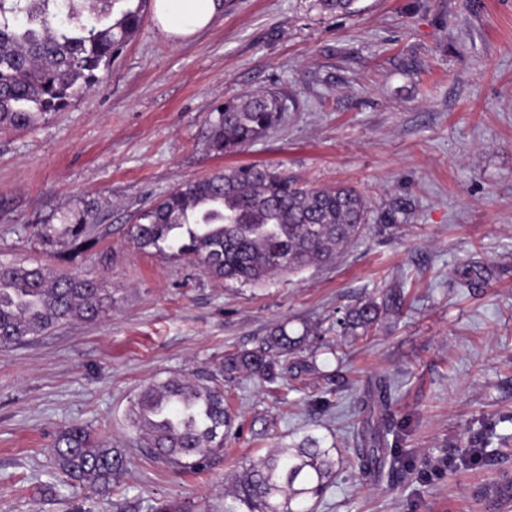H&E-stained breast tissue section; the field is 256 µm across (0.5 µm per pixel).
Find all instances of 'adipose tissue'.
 <instances>
[{
	"label": "adipose tissue",
	"instance_id": "1",
	"mask_svg": "<svg viewBox=\"0 0 512 512\" xmlns=\"http://www.w3.org/2000/svg\"><path fill=\"white\" fill-rule=\"evenodd\" d=\"M220 9V0H155L154 15L166 35L185 38L208 28Z\"/></svg>",
	"mask_w": 512,
	"mask_h": 512
}]
</instances>
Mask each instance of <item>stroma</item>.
I'll use <instances>...</instances> for the list:
<instances>
[{"label": "stroma", "mask_w": 512, "mask_h": 512, "mask_svg": "<svg viewBox=\"0 0 512 512\" xmlns=\"http://www.w3.org/2000/svg\"><path fill=\"white\" fill-rule=\"evenodd\" d=\"M223 2L183 39L146 7L103 84L34 128L0 131V261L103 279L114 295L95 323L0 350V512H216L226 478L278 444L356 447L379 378L392 387L394 484L345 461L313 512H512L485 496L512 479V0H358L338 17L311 0ZM259 90L279 93L282 120L214 155L210 113ZM252 163L356 187L368 228L334 262L261 286L128 244V226L181 183ZM88 200L100 214L88 248L33 236ZM385 288L400 290L398 313L366 340L318 350L313 370L221 378L225 355L274 325H326ZM172 377L221 378L231 402L234 434L198 475L151 458L127 424L134 395ZM68 425L126 450L109 495L51 486Z\"/></svg>", "instance_id": "1"}]
</instances>
